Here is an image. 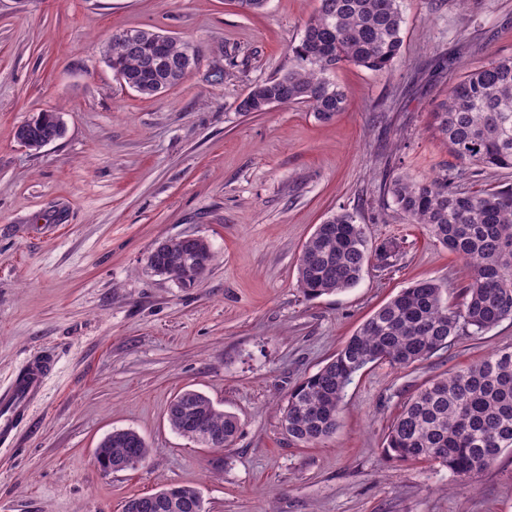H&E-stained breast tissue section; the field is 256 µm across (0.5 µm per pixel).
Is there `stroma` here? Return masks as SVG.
I'll return each instance as SVG.
<instances>
[{
  "mask_svg": "<svg viewBox=\"0 0 512 512\" xmlns=\"http://www.w3.org/2000/svg\"><path fill=\"white\" fill-rule=\"evenodd\" d=\"M318 6L0 0V387L40 349L57 354L29 422L0 446V512H122L168 486L196 488L205 512H512L510 452L473 478L382 452L419 387L512 349V320L408 368L366 367L319 445L282 429L289 392L401 289L432 279L460 302L467 264L407 223L384 185L456 168L434 112L462 68L512 57V0H403L400 61L388 73L341 66L348 100L332 120L305 104L241 115L238 100L288 68ZM130 28L191 42L197 65L158 96L133 92L102 54ZM43 110L66 132L35 152L15 131ZM342 210L398 253L352 288L307 297L303 246ZM187 235L215 253L192 288L147 265ZM184 389L238 417L231 447L171 429ZM115 429L145 438V464L98 468L93 450Z\"/></svg>",
  "mask_w": 512,
  "mask_h": 512,
  "instance_id": "stroma-1",
  "label": "stroma"
}]
</instances>
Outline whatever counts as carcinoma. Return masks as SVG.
I'll list each match as a JSON object with an SVG mask.
<instances>
[{
  "instance_id": "obj_1",
  "label": "carcinoma",
  "mask_w": 512,
  "mask_h": 512,
  "mask_svg": "<svg viewBox=\"0 0 512 512\" xmlns=\"http://www.w3.org/2000/svg\"><path fill=\"white\" fill-rule=\"evenodd\" d=\"M406 24L401 0H319L300 40L289 48L290 65L254 85L237 104L248 115L276 104L307 103L321 120L343 111L346 91L334 80L345 64L387 73L400 60ZM165 53L154 57V44ZM112 72L141 96L152 97L177 85L198 60L188 42L159 32L130 29L112 35L103 51ZM436 130L462 165L512 170V57L491 60L460 76L435 113ZM38 145L58 136L55 112H40L19 126ZM451 169L430 180L402 175L384 187L409 224H421L448 251L465 259L469 279L462 303L453 307L433 280L402 289L379 307L336 354L288 395L285 432L309 447L337 429L346 387L372 363L408 368L450 345L461 334L482 336L512 319V187L461 192ZM392 241L369 242L356 214L329 215L305 243L297 286L316 298L353 287L365 266L390 265ZM214 253L203 238H172L148 256V267L182 287L195 286V268H210ZM168 422L179 435L209 448H228L239 419L217 408L205 394L185 389L168 408ZM105 462L123 471L149 455L144 438L130 430L100 441ZM512 451V350L501 349L464 369L425 385L393 419L384 453L407 462H426L456 475L475 476L505 451ZM163 512H195L196 491L174 486Z\"/></svg>"
}]
</instances>
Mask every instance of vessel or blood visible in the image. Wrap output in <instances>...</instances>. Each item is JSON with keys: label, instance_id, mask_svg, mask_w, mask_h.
<instances>
[{"label": "vessel or blood", "instance_id": "1", "mask_svg": "<svg viewBox=\"0 0 512 512\" xmlns=\"http://www.w3.org/2000/svg\"><path fill=\"white\" fill-rule=\"evenodd\" d=\"M55 365L54 352L43 350L28 358L7 386L0 387V444L12 443L19 427L28 422Z\"/></svg>", "mask_w": 512, "mask_h": 512}]
</instances>
